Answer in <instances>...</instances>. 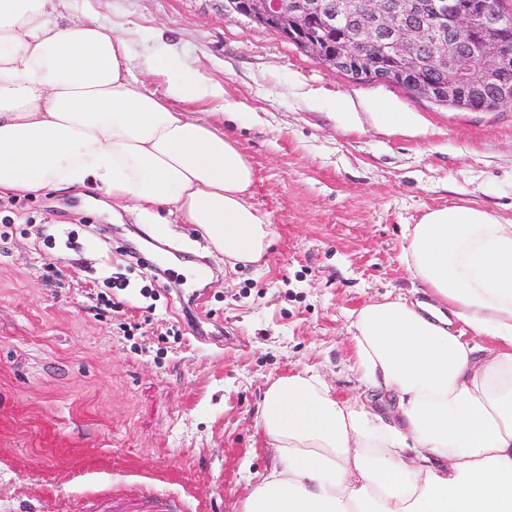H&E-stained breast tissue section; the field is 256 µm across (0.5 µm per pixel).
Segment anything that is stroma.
<instances>
[{
  "instance_id": "35a3bbf8",
  "label": "stroma",
  "mask_w": 512,
  "mask_h": 512,
  "mask_svg": "<svg viewBox=\"0 0 512 512\" xmlns=\"http://www.w3.org/2000/svg\"><path fill=\"white\" fill-rule=\"evenodd\" d=\"M86 6L129 31L137 60L223 84L241 112L224 131L253 166L271 243L265 265H234L193 225L157 240L137 212L78 191L1 199L0 512H145L168 496L243 512L273 463L257 423L271 379L306 370L383 409L351 369V324L366 303L413 296L403 225L452 205L512 222V107L353 82L225 16L224 0ZM383 101L423 133L376 125Z\"/></svg>"
}]
</instances>
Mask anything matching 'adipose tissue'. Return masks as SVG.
I'll return each instance as SVG.
<instances>
[{
    "label": "adipose tissue",
    "instance_id": "adipose-tissue-1",
    "mask_svg": "<svg viewBox=\"0 0 512 512\" xmlns=\"http://www.w3.org/2000/svg\"><path fill=\"white\" fill-rule=\"evenodd\" d=\"M63 0H0V198L92 188L148 217L192 224L231 263L258 264L272 230L254 170L223 121L193 116L183 76L152 90L125 35L62 22ZM400 260L423 299L354 315L355 369L386 412L317 376L277 378L257 410L276 451L244 512H512V224L471 206L425 213Z\"/></svg>",
    "mask_w": 512,
    "mask_h": 512
}]
</instances>
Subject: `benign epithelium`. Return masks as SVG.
<instances>
[{"instance_id": "1", "label": "benign epithelium", "mask_w": 512, "mask_h": 512, "mask_svg": "<svg viewBox=\"0 0 512 512\" xmlns=\"http://www.w3.org/2000/svg\"><path fill=\"white\" fill-rule=\"evenodd\" d=\"M224 12L303 36L304 51L330 70L411 75L434 101L494 87L499 104L512 106V58L500 49L512 14L490 0H224ZM338 27L347 37L334 44Z\"/></svg>"}]
</instances>
